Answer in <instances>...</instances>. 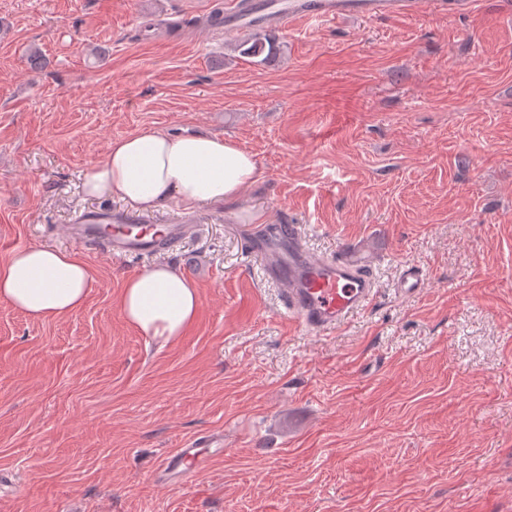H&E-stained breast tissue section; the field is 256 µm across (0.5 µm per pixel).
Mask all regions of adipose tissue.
<instances>
[{
  "instance_id": "adipose-tissue-1",
  "label": "adipose tissue",
  "mask_w": 512,
  "mask_h": 512,
  "mask_svg": "<svg viewBox=\"0 0 512 512\" xmlns=\"http://www.w3.org/2000/svg\"><path fill=\"white\" fill-rule=\"evenodd\" d=\"M257 173L255 158L223 137L147 130L113 140L81 178L88 197L153 211L173 201L192 206L234 199ZM91 284L89 267L65 250L18 248L0 260V301L33 320L76 312ZM119 307L132 328L171 341L195 323L200 297L187 278L155 265L126 280Z\"/></svg>"
}]
</instances>
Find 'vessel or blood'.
Listing matches in <instances>:
<instances>
[{
    "instance_id": "obj_1",
    "label": "vessel or blood",
    "mask_w": 512,
    "mask_h": 512,
    "mask_svg": "<svg viewBox=\"0 0 512 512\" xmlns=\"http://www.w3.org/2000/svg\"><path fill=\"white\" fill-rule=\"evenodd\" d=\"M479 4L480 0H255L250 14L227 18L226 27L248 32L298 20H378L420 13L463 16ZM149 221V216L132 212H84L74 218L70 235L80 245L119 258H149L173 251L197 230L196 225L181 223L151 233L144 229ZM242 244L262 259L268 281L286 284L287 308L307 331L335 330L375 296V281L359 262L349 255H311L297 225H267L262 234L244 237ZM395 286L403 294L418 293L425 286V275L417 266L404 265ZM207 458L198 442H190L165 458L158 478L166 484L188 485Z\"/></svg>"
}]
</instances>
